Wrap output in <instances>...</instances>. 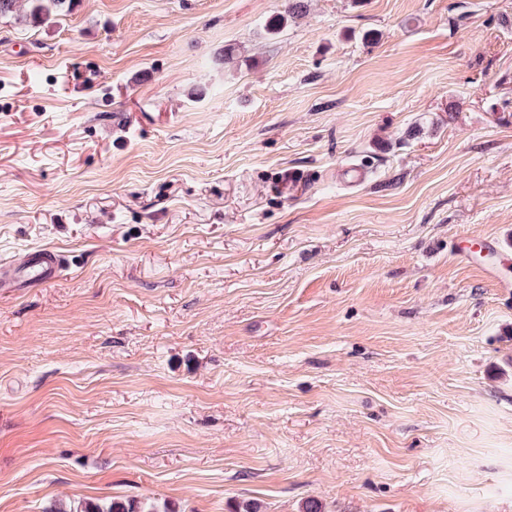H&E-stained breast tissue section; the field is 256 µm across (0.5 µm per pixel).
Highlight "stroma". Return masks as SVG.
<instances>
[{"label":"stroma","mask_w":512,"mask_h":512,"mask_svg":"<svg viewBox=\"0 0 512 512\" xmlns=\"http://www.w3.org/2000/svg\"><path fill=\"white\" fill-rule=\"evenodd\" d=\"M303 3L0 17V512H512V0ZM60 257L53 252H44L32 257L20 268L0 267V288H18L22 284L40 285L56 278L60 269ZM46 512H157L152 506L137 499H115L109 503L85 502L80 505V510L72 511L61 506L47 509Z\"/></svg>","instance_id":"1"}]
</instances>
